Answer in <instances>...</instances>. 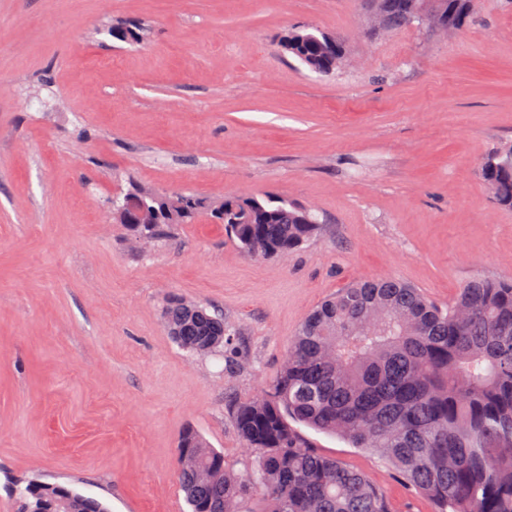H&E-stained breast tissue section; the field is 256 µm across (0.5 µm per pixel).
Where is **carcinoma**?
<instances>
[{"mask_svg": "<svg viewBox=\"0 0 512 512\" xmlns=\"http://www.w3.org/2000/svg\"><path fill=\"white\" fill-rule=\"evenodd\" d=\"M455 2L450 29L473 10V0ZM377 4L390 28L400 29V14L423 0ZM112 37L138 44L144 29L115 17ZM281 46L324 75L343 57L341 44L316 29L295 28ZM479 174L496 203L512 208V144L489 154ZM127 194L143 203L144 218L127 223L125 198L117 197L112 219L139 241L162 239L204 210L254 256L295 250L319 229L310 209L274 195L207 204L137 184ZM161 315L173 342L189 353L210 354L228 344L224 318L198 303L173 298ZM227 412L241 448L254 455L253 467L234 473L224 453L187 429L178 479L190 512H248L250 488L261 512H390L379 486L315 450L300 425L381 453L438 512H512V453L502 451V441L512 440V280L474 276L446 306L396 279L355 282L305 319L266 388L229 400ZM52 499L66 502L70 512H109L73 488L38 483L19 490L18 512H55L46 508Z\"/></svg>", "mask_w": 512, "mask_h": 512, "instance_id": "carcinoma-1", "label": "carcinoma"}]
</instances>
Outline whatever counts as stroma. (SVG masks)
I'll return each mask as SVG.
<instances>
[{"label":"stroma","mask_w":512,"mask_h":512,"mask_svg":"<svg viewBox=\"0 0 512 512\" xmlns=\"http://www.w3.org/2000/svg\"><path fill=\"white\" fill-rule=\"evenodd\" d=\"M474 13L391 31L365 0H0V512L30 482L188 512L183 431L247 471L224 405L276 376L338 288L392 277L446 304L473 275L512 277V210L478 174L512 143V0ZM116 16L146 42L114 39ZM307 25L342 45L334 74L280 47ZM133 183L281 196L320 229L267 258L204 216L136 243L112 219ZM173 295L222 314L235 354L180 350ZM303 434L393 512H437L371 450Z\"/></svg>","instance_id":"35a3bbf8"}]
</instances>
